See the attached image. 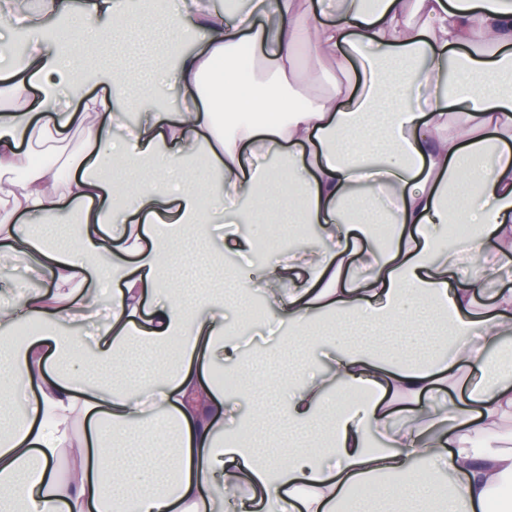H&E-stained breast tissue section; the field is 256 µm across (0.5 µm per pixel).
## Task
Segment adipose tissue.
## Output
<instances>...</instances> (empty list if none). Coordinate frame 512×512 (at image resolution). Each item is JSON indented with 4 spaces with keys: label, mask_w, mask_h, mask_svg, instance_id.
Wrapping results in <instances>:
<instances>
[{
    "label": "adipose tissue",
    "mask_w": 512,
    "mask_h": 512,
    "mask_svg": "<svg viewBox=\"0 0 512 512\" xmlns=\"http://www.w3.org/2000/svg\"><path fill=\"white\" fill-rule=\"evenodd\" d=\"M336 4L39 0L11 25L27 51L0 69V256L29 280L0 283V512H336L361 484L377 488L368 512H512V289L477 301L512 266V0ZM132 45L143 79L184 90L175 110L129 96L112 58ZM306 50L336 54L355 85L297 103ZM245 53L260 63L246 93ZM200 148L221 176L206 189ZM228 197L233 223L312 224L321 242L222 288L170 280L160 225L210 240ZM62 213L72 240L33 232ZM375 223L394 228L381 247ZM450 224L476 234L446 244ZM256 295L288 377L260 375L238 332ZM104 296L107 319L79 335ZM25 321L40 328L17 339ZM218 365L243 385L204 381ZM466 368L482 372L477 411L421 403Z\"/></svg>",
    "instance_id": "obj_1"
}]
</instances>
